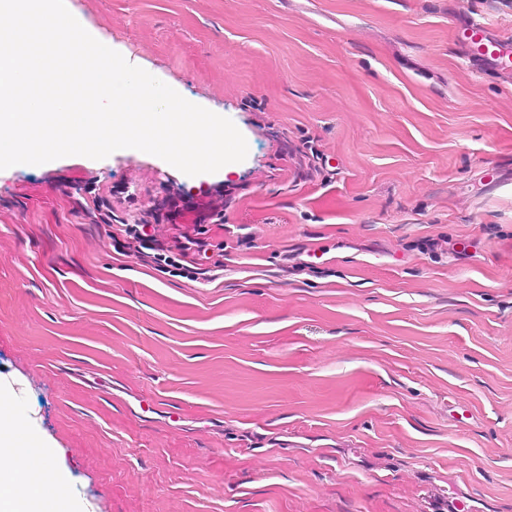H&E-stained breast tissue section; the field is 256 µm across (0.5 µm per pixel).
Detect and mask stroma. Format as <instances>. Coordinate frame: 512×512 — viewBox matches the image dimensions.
Returning <instances> with one entry per match:
<instances>
[{
    "label": "stroma",
    "instance_id": "stroma-1",
    "mask_svg": "<svg viewBox=\"0 0 512 512\" xmlns=\"http://www.w3.org/2000/svg\"><path fill=\"white\" fill-rule=\"evenodd\" d=\"M66 2L248 145L0 170V390L70 512H512V70L453 38L512 0ZM126 228L123 230L124 233L129 237V240L132 241V243H125V246L128 248H131V245L133 242L138 243V245H135L134 248L136 249L137 253L144 252L143 250H154L153 244H158V240L153 235H148L144 232L143 226L141 224H123ZM150 254V253H146ZM182 239L184 241H182ZM173 243H174L173 245L167 246L166 250L171 253H173V250H176L177 255L181 257V258H179V260L184 261L190 265L192 264V260H195V259L186 260L190 255V251H192L193 256H195V255L200 256L202 253L206 259H210V257L207 256V250L203 249L202 242L192 239L187 235H182L180 237H174Z\"/></svg>",
    "mask_w": 512,
    "mask_h": 512
}]
</instances>
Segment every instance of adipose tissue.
<instances>
[{
    "label": "adipose tissue",
    "instance_id": "ef3b65f1",
    "mask_svg": "<svg viewBox=\"0 0 512 512\" xmlns=\"http://www.w3.org/2000/svg\"><path fill=\"white\" fill-rule=\"evenodd\" d=\"M20 426L10 399L0 393V512H65L59 494L63 485L60 477H53L48 485L38 481L22 488L17 439Z\"/></svg>",
    "mask_w": 512,
    "mask_h": 512
}]
</instances>
